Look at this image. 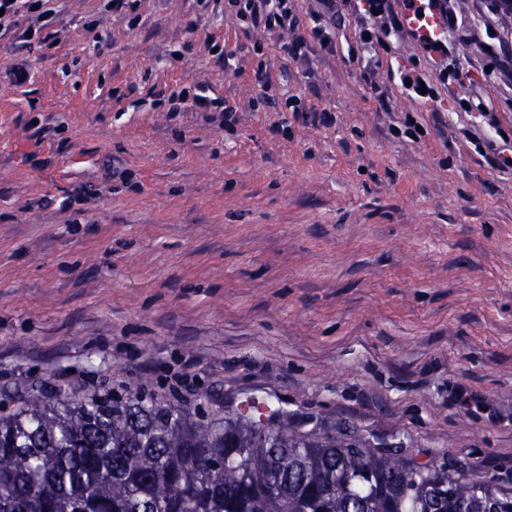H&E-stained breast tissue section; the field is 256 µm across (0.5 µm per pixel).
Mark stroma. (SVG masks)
I'll return each instance as SVG.
<instances>
[{
	"mask_svg": "<svg viewBox=\"0 0 512 512\" xmlns=\"http://www.w3.org/2000/svg\"><path fill=\"white\" fill-rule=\"evenodd\" d=\"M47 7L46 40L0 35V389L264 397L512 488V173L468 139L512 131L503 90L495 128L446 97L382 111L346 59H285L223 0H139L133 28L109 0ZM258 41L333 125L251 109ZM196 84L235 132L155 103ZM412 110L423 137L393 139Z\"/></svg>",
	"mask_w": 512,
	"mask_h": 512,
	"instance_id": "1",
	"label": "stroma"
}]
</instances>
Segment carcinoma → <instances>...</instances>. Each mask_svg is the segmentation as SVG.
<instances>
[{
	"instance_id": "1",
	"label": "carcinoma",
	"mask_w": 512,
	"mask_h": 512,
	"mask_svg": "<svg viewBox=\"0 0 512 512\" xmlns=\"http://www.w3.org/2000/svg\"><path fill=\"white\" fill-rule=\"evenodd\" d=\"M509 512L512 489L302 433L256 398L209 419L151 397L37 388L0 413V512Z\"/></svg>"
}]
</instances>
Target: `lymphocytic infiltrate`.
<instances>
[{
	"label": "lymphocytic infiltrate",
	"instance_id": "1",
	"mask_svg": "<svg viewBox=\"0 0 512 512\" xmlns=\"http://www.w3.org/2000/svg\"><path fill=\"white\" fill-rule=\"evenodd\" d=\"M45 2L0 0V12L5 17H15L23 10L32 18L27 28L16 30L17 39L30 41L35 33L52 25V13ZM458 2L317 0V9L303 15L296 0H224V9L241 20L246 29L288 32L289 39L280 49L289 59L303 60L313 51L325 55L346 51L383 109L389 103V89L376 83V72L391 57L392 42L409 43L412 51L402 58L395 72L403 94L418 103L434 102L449 94L454 111L477 112L481 106L473 97L455 96L454 90L464 84L476 90L488 82L512 90V0H472L474 18L470 21L461 16ZM419 3L436 11L440 34L425 38L408 25L406 13ZM460 44L474 46L473 61L461 62L456 53ZM252 52L259 58L255 78L267 92L266 103L274 104L277 111L292 113L298 120L332 124L330 111H312L303 96H270L272 80L261 60L263 44L255 43Z\"/></svg>",
	"mask_w": 512,
	"mask_h": 512
}]
</instances>
